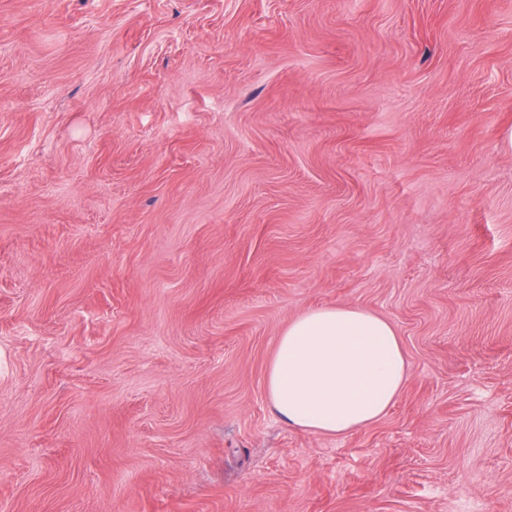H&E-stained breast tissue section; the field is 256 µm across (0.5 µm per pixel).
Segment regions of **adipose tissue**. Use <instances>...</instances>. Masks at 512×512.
I'll return each mask as SVG.
<instances>
[{
  "instance_id": "adipose-tissue-1",
  "label": "adipose tissue",
  "mask_w": 512,
  "mask_h": 512,
  "mask_svg": "<svg viewBox=\"0 0 512 512\" xmlns=\"http://www.w3.org/2000/svg\"><path fill=\"white\" fill-rule=\"evenodd\" d=\"M409 376L394 327L368 310L321 307L292 320L266 372L273 412L288 425L345 435L379 420Z\"/></svg>"
}]
</instances>
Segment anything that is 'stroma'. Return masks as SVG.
Returning <instances> with one entry per match:
<instances>
[{"instance_id":"35a3bbf8","label":"stroma","mask_w":512,"mask_h":512,"mask_svg":"<svg viewBox=\"0 0 512 512\" xmlns=\"http://www.w3.org/2000/svg\"><path fill=\"white\" fill-rule=\"evenodd\" d=\"M322 306L410 367L343 436ZM0 512H512V0H0ZM409 376L394 327L368 310L321 307L288 322L266 372L273 412L288 425L345 435L379 420Z\"/></svg>"}]
</instances>
